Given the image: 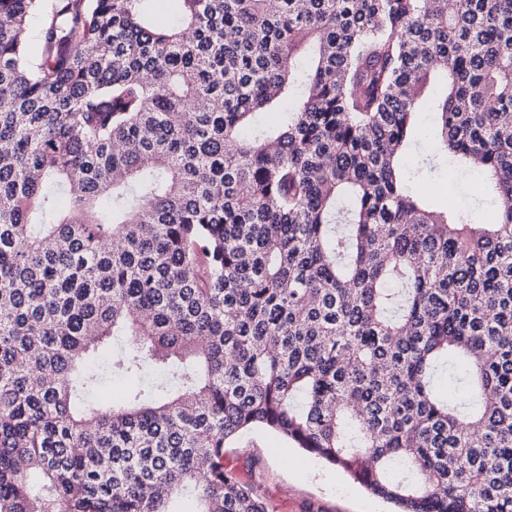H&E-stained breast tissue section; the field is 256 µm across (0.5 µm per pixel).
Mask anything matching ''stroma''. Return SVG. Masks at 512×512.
I'll list each match as a JSON object with an SVG mask.
<instances>
[{
	"mask_svg": "<svg viewBox=\"0 0 512 512\" xmlns=\"http://www.w3.org/2000/svg\"><path fill=\"white\" fill-rule=\"evenodd\" d=\"M224 468L253 485L274 512H393L342 470L260 429L225 448Z\"/></svg>",
	"mask_w": 512,
	"mask_h": 512,
	"instance_id": "1",
	"label": "stroma"
}]
</instances>
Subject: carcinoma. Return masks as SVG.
<instances>
[{
    "label": "carcinoma",
    "mask_w": 512,
    "mask_h": 512,
    "mask_svg": "<svg viewBox=\"0 0 512 512\" xmlns=\"http://www.w3.org/2000/svg\"><path fill=\"white\" fill-rule=\"evenodd\" d=\"M150 2L0 0V512H274L253 428L512 512V0Z\"/></svg>",
    "instance_id": "cac0c4a2"
}]
</instances>
